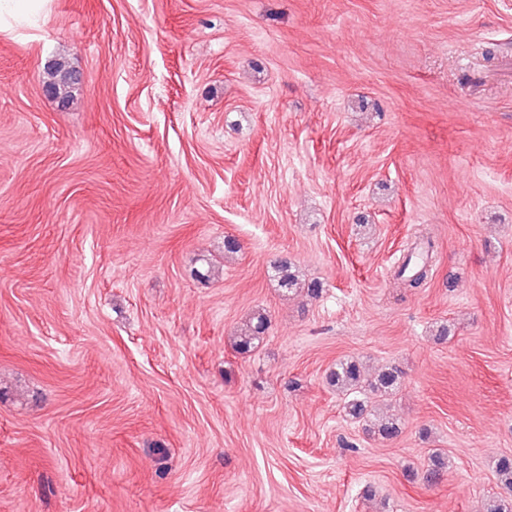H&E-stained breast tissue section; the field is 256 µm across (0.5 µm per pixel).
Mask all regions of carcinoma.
<instances>
[{
  "mask_svg": "<svg viewBox=\"0 0 512 512\" xmlns=\"http://www.w3.org/2000/svg\"><path fill=\"white\" fill-rule=\"evenodd\" d=\"M49 87L56 98H66L68 89L73 85L70 70L65 63L57 62L48 72ZM404 265L411 272L409 286L422 282L427 277V265L419 262L413 255L407 256ZM271 276L278 281L281 289L289 292L298 285V276L290 262L282 260L271 266ZM268 328L267 319L258 314L255 321L247 326L240 336L236 337L235 348L245 354L252 352L263 338ZM328 384L345 396L344 410L348 417L364 421L366 429L381 439H391L401 431V423L390 416L380 417L376 414L371 398H382L395 393L401 384L397 369L387 367L376 375L369 377L362 366L355 360H341L330 369L327 375ZM448 472V459L436 453L431 457V465L424 472L422 479L428 485L439 483ZM497 484L501 489L499 495L487 503V512H512V457H501L495 464Z\"/></svg>",
  "mask_w": 512,
  "mask_h": 512,
  "instance_id": "cac0c4a2",
  "label": "carcinoma"
}]
</instances>
